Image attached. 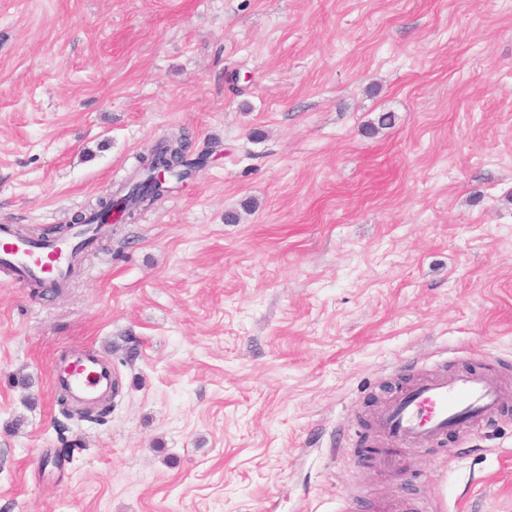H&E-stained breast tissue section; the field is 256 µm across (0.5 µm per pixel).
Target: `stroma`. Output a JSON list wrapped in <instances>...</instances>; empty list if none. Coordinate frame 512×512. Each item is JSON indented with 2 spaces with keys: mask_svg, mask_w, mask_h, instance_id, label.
I'll list each match as a JSON object with an SVG mask.
<instances>
[{
  "mask_svg": "<svg viewBox=\"0 0 512 512\" xmlns=\"http://www.w3.org/2000/svg\"><path fill=\"white\" fill-rule=\"evenodd\" d=\"M183 136L205 166L60 292L0 277V512H512V0H0V225L67 223ZM80 343L120 390L60 433ZM441 369L500 413L363 456Z\"/></svg>",
  "mask_w": 512,
  "mask_h": 512,
  "instance_id": "35a3bbf8",
  "label": "stroma"
}]
</instances>
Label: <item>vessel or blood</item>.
<instances>
[{
	"label": "vessel or blood",
	"instance_id": "b4317fda",
	"mask_svg": "<svg viewBox=\"0 0 512 512\" xmlns=\"http://www.w3.org/2000/svg\"><path fill=\"white\" fill-rule=\"evenodd\" d=\"M95 233L77 225L65 240L0 234V269L32 281L65 280L78 245ZM112 365L93 349L70 345L57 352L51 378L54 392L74 403L94 406L112 394ZM501 390L477 371L438 373L401 385L374 417L385 458L394 453L441 444L448 433L475 427L499 412Z\"/></svg>",
	"mask_w": 512,
	"mask_h": 512
}]
</instances>
